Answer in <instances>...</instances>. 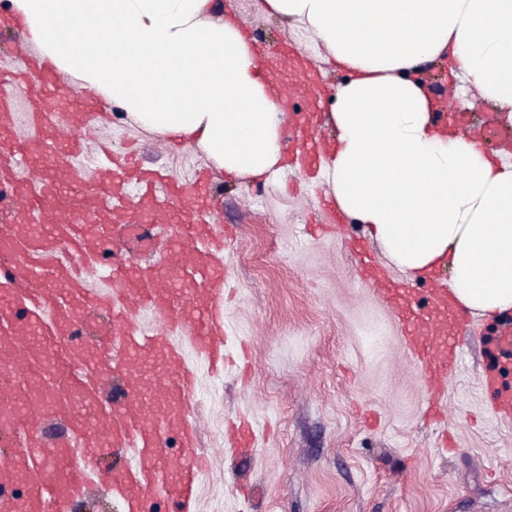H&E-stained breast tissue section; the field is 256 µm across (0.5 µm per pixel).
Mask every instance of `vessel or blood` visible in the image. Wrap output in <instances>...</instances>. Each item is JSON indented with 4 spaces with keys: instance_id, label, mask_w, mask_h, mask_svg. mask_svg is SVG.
Listing matches in <instances>:
<instances>
[{
    "instance_id": "obj_1",
    "label": "vessel or blood",
    "mask_w": 512,
    "mask_h": 512,
    "mask_svg": "<svg viewBox=\"0 0 512 512\" xmlns=\"http://www.w3.org/2000/svg\"><path fill=\"white\" fill-rule=\"evenodd\" d=\"M63 96L55 82H30L23 70L0 73V130L11 126L15 101L23 97L32 105L30 124L44 133L57 123L56 103ZM29 156L25 144L19 143L10 156L0 159V184L17 183V195L26 201V220L32 223L40 220L45 206L62 204L63 199L53 179L17 182ZM133 174L149 212L177 204L191 211V223L170 227L175 237L196 249L187 287H170L165 265H139L142 255L154 251L156 241L133 221L124 227L125 254L114 256L111 268L101 273L106 292L90 294L82 261L98 252L102 238L87 239L77 216L32 238L0 208V294L18 302L32 330L28 336L14 328L0 334V484L24 487L20 497L0 500V512H67L69 503L86 491L90 477L89 466L71 462L69 450L77 445L97 455L111 447L135 449L134 464L113 472L108 483L126 512H146L159 486L189 505L207 468L206 457L196 450L197 427L186 410L196 387L187 356L195 354L211 367L224 359L227 279L211 269L212 260L224 251V229L196 208L197 183L158 190V176L138 172L130 156L120 169L114 168L111 157H104L98 174V194L115 212L126 209L125 178ZM59 244L76 256V263L45 266V255ZM384 300L401 325L408 354L422 365L428 387H435L457 360L461 326L448 297H437L425 313L414 308L408 289L385 295ZM87 304L111 314L112 349L122 355V375L129 384L122 399L113 401L112 424L106 428L89 415L98 398L94 373L70 369L72 359L86 352L85 343L75 339L74 311ZM139 309L166 316L177 340L144 331L134 319ZM496 348L498 370H511L512 327L501 330ZM154 361L161 362L166 379L160 395L148 401L135 366ZM44 411L64 417L72 430L60 450L49 455L39 452L42 436L35 419ZM166 433L175 434L184 450L177 460L161 449Z\"/></svg>"
}]
</instances>
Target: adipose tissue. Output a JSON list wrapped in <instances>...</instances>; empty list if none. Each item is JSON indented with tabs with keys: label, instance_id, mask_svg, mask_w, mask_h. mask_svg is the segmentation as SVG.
Instances as JSON below:
<instances>
[{
	"label": "adipose tissue",
	"instance_id": "1",
	"mask_svg": "<svg viewBox=\"0 0 512 512\" xmlns=\"http://www.w3.org/2000/svg\"><path fill=\"white\" fill-rule=\"evenodd\" d=\"M306 23L350 79L325 123L336 146L319 178L411 279L445 268L455 303L512 310V162L440 128L417 72L451 56L512 120V0H265ZM29 40L76 93L202 151L219 171L282 170L283 123L239 27L211 0H10Z\"/></svg>",
	"mask_w": 512,
	"mask_h": 512
}]
</instances>
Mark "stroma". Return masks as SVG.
<instances>
[{"mask_svg": "<svg viewBox=\"0 0 512 512\" xmlns=\"http://www.w3.org/2000/svg\"><path fill=\"white\" fill-rule=\"evenodd\" d=\"M212 4L260 54L285 42L305 66L323 74V94L315 100L282 83L289 122L311 111L325 116L328 95L348 74L317 57L300 25L270 16L264 0ZM10 17L8 0H0V70L39 58ZM420 72L441 110L468 113L469 131H477L490 112L500 126H512L476 90L461 102L449 98L457 81L450 63H426ZM97 108L101 122L68 120L57 128L59 139H85L84 155L35 160L21 178L54 175L66 197L86 209L84 228L95 237L114 225L111 208L93 199L97 152L131 144L144 167L164 170L170 179L205 170L212 210L234 237L222 256L231 278L224 301V371L212 373L201 359L188 358L198 373L189 413L199 429L198 450L209 459L193 512H512V421L491 412L492 393L482 384L492 363L490 339L512 312L461 314L458 365L438 414L429 415L421 371L404 354L390 309L361 283L354 252L369 248L391 284L408 285L422 304L430 303L433 289L447 287V270L408 280L365 225L347 215L332 232L311 234L308 216L323 199L311 176L286 168L257 180L233 178L202 153L139 128L106 101ZM75 162L85 170L80 188L68 185ZM76 328L103 354L99 401L105 421L113 395L124 388L110 367L112 323L90 313ZM239 419L254 434L245 451L232 449L227 432L229 422ZM133 455L127 448L94 462L95 480L68 512H123L104 485Z\"/></svg>", "mask_w": 512, "mask_h": 512, "instance_id": "1", "label": "stroma"}]
</instances>
